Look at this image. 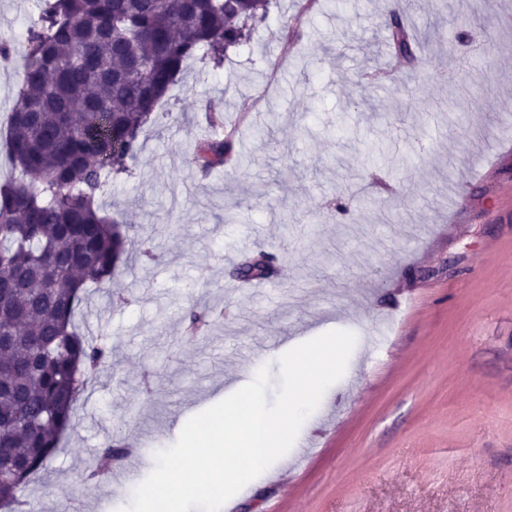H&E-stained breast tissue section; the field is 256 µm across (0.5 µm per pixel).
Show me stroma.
<instances>
[{"label":"stroma","mask_w":512,"mask_h":512,"mask_svg":"<svg viewBox=\"0 0 512 512\" xmlns=\"http://www.w3.org/2000/svg\"><path fill=\"white\" fill-rule=\"evenodd\" d=\"M393 7L322 0L301 14L271 0L223 65L178 76L99 200L139 253L78 310L80 332L116 351L35 487L40 512H119L190 417L249 383L254 354L271 399L279 357L336 329L356 336L343 377L233 512H512V0H418L407 26L428 70L383 89L361 73L386 61ZM33 15V0H0V44ZM433 22L451 48L425 40ZM484 22L496 30L485 55ZM22 72L19 57L0 65V182ZM206 97L223 100L249 166L197 173ZM245 112L271 137L240 125ZM259 251L277 257L264 288L239 287ZM192 309L224 319L183 344ZM112 435L149 456L125 481L83 483Z\"/></svg>","instance_id":"35a3bbf8"}]
</instances>
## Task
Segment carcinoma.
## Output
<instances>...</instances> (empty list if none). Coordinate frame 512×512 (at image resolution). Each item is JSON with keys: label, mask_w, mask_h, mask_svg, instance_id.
Listing matches in <instances>:
<instances>
[{"label": "carcinoma", "mask_w": 512, "mask_h": 512, "mask_svg": "<svg viewBox=\"0 0 512 512\" xmlns=\"http://www.w3.org/2000/svg\"><path fill=\"white\" fill-rule=\"evenodd\" d=\"M270 0H38L25 35L24 75L10 112L14 174L0 184V505L36 512L31 487L59 451L80 394L112 357L105 337L74 318L90 285L112 281L131 241L98 203L140 151L139 137L189 60L248 40ZM389 50L414 57L398 14ZM237 131L201 139L197 169L239 158ZM276 256L243 265L261 280ZM212 324L189 313L184 340ZM128 449L109 440L84 472L92 482Z\"/></svg>", "instance_id": "obj_1"}]
</instances>
